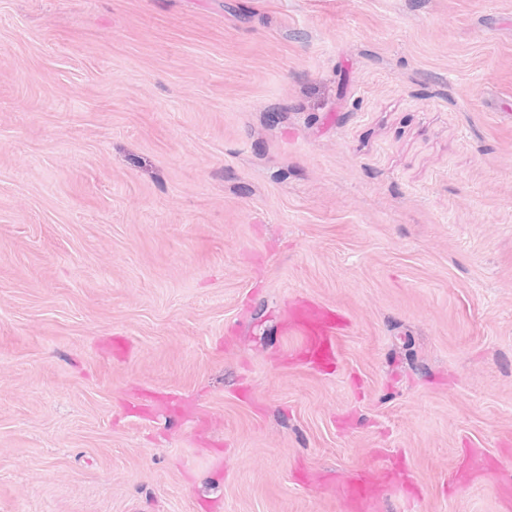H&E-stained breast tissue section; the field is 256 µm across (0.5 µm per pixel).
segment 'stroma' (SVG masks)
Masks as SVG:
<instances>
[{
    "label": "stroma",
    "mask_w": 512,
    "mask_h": 512,
    "mask_svg": "<svg viewBox=\"0 0 512 512\" xmlns=\"http://www.w3.org/2000/svg\"><path fill=\"white\" fill-rule=\"evenodd\" d=\"M398 456L378 512H503L512 0H0V512H348ZM345 317L337 310L319 302H296L288 311L286 326L300 338V354L318 371L337 366V336L346 327ZM395 478V471L387 466L377 471L360 472L348 478L345 488L353 509L366 510Z\"/></svg>",
    "instance_id": "obj_1"
}]
</instances>
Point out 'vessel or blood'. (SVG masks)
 I'll use <instances>...</instances> for the list:
<instances>
[{"mask_svg": "<svg viewBox=\"0 0 512 512\" xmlns=\"http://www.w3.org/2000/svg\"><path fill=\"white\" fill-rule=\"evenodd\" d=\"M345 317L319 302H296L288 311L286 326L300 338V353L314 369L328 371L338 360L337 338L346 327ZM396 477L389 467L361 472L348 478L345 488L354 512H365Z\"/></svg>", "mask_w": 512, "mask_h": 512, "instance_id": "obj_1", "label": "vessel or blood"}]
</instances>
